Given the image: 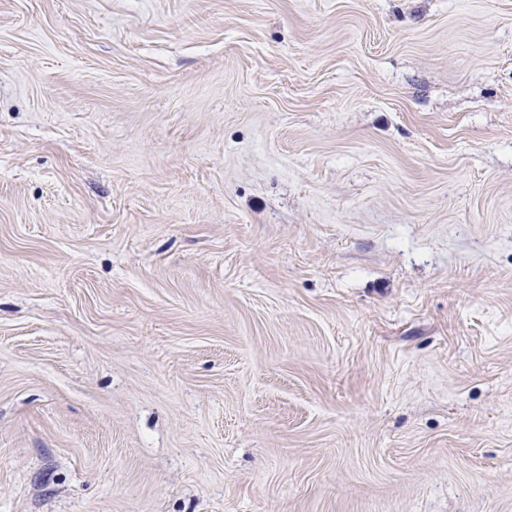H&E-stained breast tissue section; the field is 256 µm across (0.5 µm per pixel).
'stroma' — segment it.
Instances as JSON below:
<instances>
[{
  "label": "stroma",
  "instance_id": "stroma-1",
  "mask_svg": "<svg viewBox=\"0 0 512 512\" xmlns=\"http://www.w3.org/2000/svg\"><path fill=\"white\" fill-rule=\"evenodd\" d=\"M0 512H512V0H0Z\"/></svg>",
  "mask_w": 512,
  "mask_h": 512
}]
</instances>
